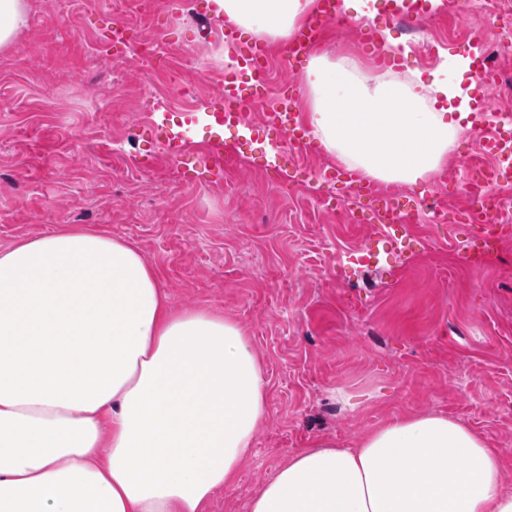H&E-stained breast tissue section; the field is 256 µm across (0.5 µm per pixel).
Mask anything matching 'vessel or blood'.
<instances>
[{
  "label": "vessel or blood",
  "mask_w": 512,
  "mask_h": 512,
  "mask_svg": "<svg viewBox=\"0 0 512 512\" xmlns=\"http://www.w3.org/2000/svg\"><path fill=\"white\" fill-rule=\"evenodd\" d=\"M386 10L390 17L401 18L418 26L428 19V10L423 0H412L407 8H400L396 0H389ZM345 17L341 0H318V7L286 47V56L299 59L307 55L321 39L323 33L332 27L344 24ZM240 63L244 78H227L220 81L204 110L210 126H238L246 123L247 113L256 104H263L262 122L282 137L279 147L281 157H291L293 151L310 149L303 125L297 116L294 95L282 92L274 102H267V60L264 54L248 50L242 52ZM153 131L173 162L181 163L191 152L186 139L174 132L166 120L154 122ZM484 154L493 156L490 168L480 169L483 183L508 185L512 183V116L498 118L495 132L486 136L481 144ZM327 182L349 183L354 199L359 200L364 213L358 216V223L372 222L373 230L362 251L372 255L375 249L396 247L398 232L404 224L410 223L421 212L420 206L410 204L405 196L381 192L372 188L364 179L328 166L318 173ZM466 209L467 220L459 225L458 234L464 243L486 238L500 240L512 235V219L504 215V203L492 193H470Z\"/></svg>",
  "instance_id": "vessel-or-blood-1"
}]
</instances>
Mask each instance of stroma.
Returning <instances> with one entry per match:
<instances>
[{"mask_svg":"<svg viewBox=\"0 0 512 512\" xmlns=\"http://www.w3.org/2000/svg\"><path fill=\"white\" fill-rule=\"evenodd\" d=\"M464 17L428 19L414 31L385 12L332 31L318 52L355 60L372 79L403 80L469 57L499 23L468 0ZM212 18L203 47L199 17ZM135 42L162 39L170 62L156 73L110 40L112 21ZM400 53L378 61L377 48ZM269 53L273 87L302 84L282 44L235 33L211 0H30L28 28L0 51V249L54 229L106 231L139 249L161 273L173 306L235 320L269 382L268 414L252 456L211 512H248L252 496L288 456L320 440L353 446L387 421L444 413L467 421L492 447L512 449V238L499 259L448 263L461 245L448 224H408L411 244L378 268L352 264L365 225L340 222L341 190L317 172L331 155H275L277 134L253 122L228 127L241 159L223 180L187 181L172 167L151 121L167 113L193 149L214 132L202 113L226 75L224 44ZM483 131L467 130L429 183L444 208L463 203L454 182L482 160ZM353 394L350 410L337 390Z\"/></svg>","mask_w":512,"mask_h":512,"instance_id":"stroma-1","label":"stroma"}]
</instances>
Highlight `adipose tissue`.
Returning <instances> with one entry per match:
<instances>
[{"instance_id":"adipose-tissue-1","label":"adipose tissue","mask_w":512,"mask_h":512,"mask_svg":"<svg viewBox=\"0 0 512 512\" xmlns=\"http://www.w3.org/2000/svg\"><path fill=\"white\" fill-rule=\"evenodd\" d=\"M225 24L288 39L317 0H212ZM309 136L384 183L429 181L471 112L461 84L370 82L309 55ZM443 107L428 106L431 96ZM268 381L230 318L171 306L130 243L82 227L0 251V512H209L267 417ZM505 449L445 414L394 418L357 447L289 456L249 512H512Z\"/></svg>"}]
</instances>
